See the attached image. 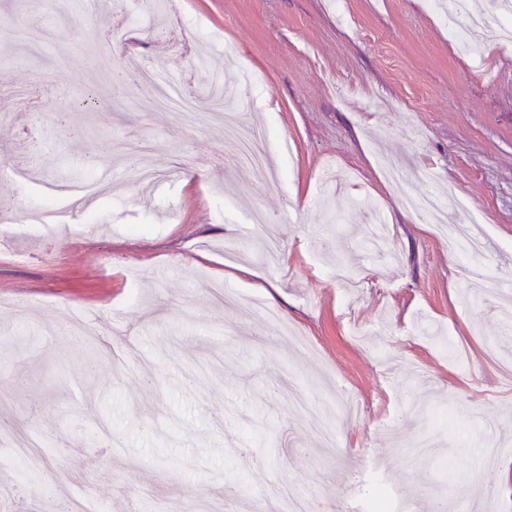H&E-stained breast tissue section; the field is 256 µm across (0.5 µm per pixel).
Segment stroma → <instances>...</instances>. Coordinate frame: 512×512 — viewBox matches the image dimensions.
<instances>
[{"label":"stroma","mask_w":512,"mask_h":512,"mask_svg":"<svg viewBox=\"0 0 512 512\" xmlns=\"http://www.w3.org/2000/svg\"><path fill=\"white\" fill-rule=\"evenodd\" d=\"M127 0H0V83L39 107L0 118V512H60L82 497L97 512H371L380 489L422 493L448 512L493 499L512 512V482L480 465L490 440L512 449V45L482 29L449 39L476 0H171L153 29ZM135 56L180 72L208 97L218 69H243L246 119L288 143L264 194L244 167L218 171L219 119L188 127L146 112L148 86L115 87ZM145 145L166 177L125 178L124 145ZM454 186L464 208L444 229L405 205ZM111 180H101L103 170ZM98 181L91 206L34 224L28 209L62 186ZM277 224L268 247L254 210ZM483 237L458 277L448 236ZM315 346L308 355L248 313L258 291ZM80 312L98 363L69 337ZM294 380L312 408L359 407L334 445L311 431L279 387ZM37 447L39 471L13 449ZM428 447H418V440Z\"/></svg>","instance_id":"stroma-1"}]
</instances>
